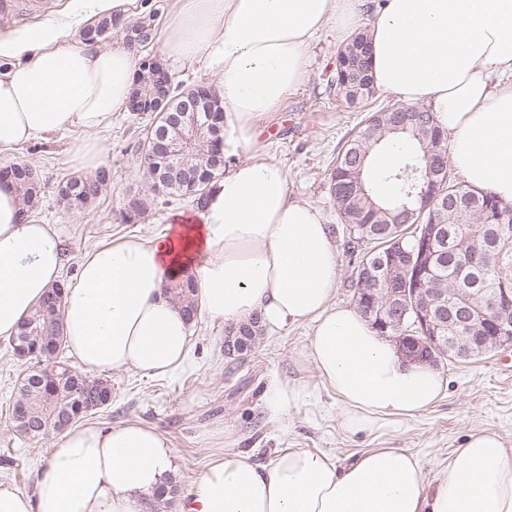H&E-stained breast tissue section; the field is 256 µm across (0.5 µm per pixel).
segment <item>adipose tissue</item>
<instances>
[{
	"label": "adipose tissue",
	"instance_id": "ef3b65f1",
	"mask_svg": "<svg viewBox=\"0 0 512 512\" xmlns=\"http://www.w3.org/2000/svg\"><path fill=\"white\" fill-rule=\"evenodd\" d=\"M123 0H72L14 37H0V148L82 133L72 167L95 172L99 131L126 111L140 69L123 42H87L80 19L125 21ZM377 89L432 112L448 162L475 189L512 202V0H174L156 40L162 56L216 81L224 153L252 151L254 130L302 81L308 48L328 25L338 38L359 9ZM278 163L228 167L196 224L124 239L85 254L61 304L66 344L86 373L176 371L191 348L188 321L167 291L194 273L198 312L219 327L260 316L275 330L312 322L304 358L338 400L349 432L428 410L447 381L409 362L358 311L336 305L338 253L322 211L290 200ZM14 180L0 179V337L59 280L64 255L54 225L21 215ZM169 439L136 422L77 425L58 438L33 490L0 481V512H146L174 468ZM171 512H512V448L472 433L434 478L419 460L375 448L340 466L293 448L271 464L242 451L215 458Z\"/></svg>",
	"mask_w": 512,
	"mask_h": 512
}]
</instances>
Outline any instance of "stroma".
I'll list each match as a JSON object with an SVG mask.
<instances>
[{
	"label": "stroma",
	"mask_w": 512,
	"mask_h": 512,
	"mask_svg": "<svg viewBox=\"0 0 512 512\" xmlns=\"http://www.w3.org/2000/svg\"><path fill=\"white\" fill-rule=\"evenodd\" d=\"M339 49L335 32L325 29L311 50L303 82L279 111L262 120L257 139L268 157L287 168L289 197L323 211L340 246L335 302L352 308L358 259L341 247L342 220L330 176L338 153L362 127L367 113L364 105L348 106L329 93L327 79L335 70ZM151 122L148 115L120 112L111 127L100 132L108 147L104 165L111 169L112 179L95 202L79 210L58 202L59 185L76 174L68 163L71 139L54 138L0 152L1 166L24 160L40 176L43 195L34 216L59 231L64 279L73 278L82 256L101 244L147 238L179 223L183 216L196 215L191 199L170 200L150 189L136 149ZM133 194L146 198L147 209L127 223L123 212ZM191 333L189 357L173 374L147 378L132 370L104 373L112 399L88 418L92 424L135 421L162 431L175 451L172 475L179 489H187L212 459L228 449L250 453L264 464L290 448L325 453L346 464L373 448H396L417 455L431 476L471 433H496L512 448V374L501 368L503 360H512V350L491 351L465 362L443 361L438 369L447 388L434 407L411 419L350 433L340 425L335 395L304 360L311 325L267 332L239 360L225 357L224 330L198 320ZM23 369L8 338L0 337V480L29 490L59 433L50 429L33 438L17 431L12 406ZM294 382L306 384L311 397L287 416L273 417L267 395Z\"/></svg>",
	"instance_id": "obj_1"
}]
</instances>
